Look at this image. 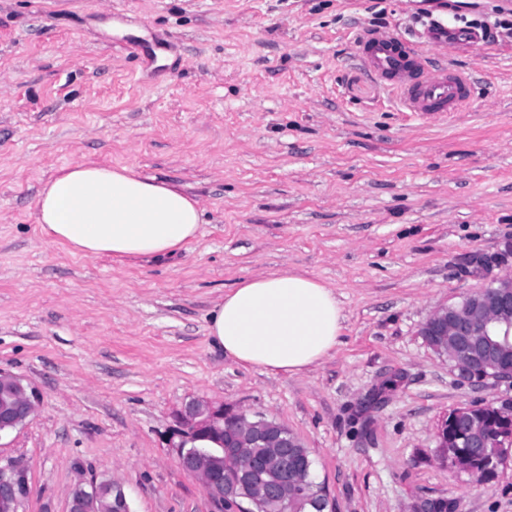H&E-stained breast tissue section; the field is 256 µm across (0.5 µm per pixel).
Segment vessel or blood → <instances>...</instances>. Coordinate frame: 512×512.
Listing matches in <instances>:
<instances>
[{"mask_svg":"<svg viewBox=\"0 0 512 512\" xmlns=\"http://www.w3.org/2000/svg\"><path fill=\"white\" fill-rule=\"evenodd\" d=\"M426 38L431 45L427 53L409 40L372 31L357 40V58L405 109L425 118H443L468 105L475 79L436 60V52L449 40L445 28L428 30Z\"/></svg>","mask_w":512,"mask_h":512,"instance_id":"b4317fda","label":"vessel or blood"}]
</instances>
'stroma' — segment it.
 <instances>
[{"mask_svg": "<svg viewBox=\"0 0 512 512\" xmlns=\"http://www.w3.org/2000/svg\"><path fill=\"white\" fill-rule=\"evenodd\" d=\"M510 22L447 57L475 77L448 119L406 112L355 56L371 29L414 39ZM79 161L201 201L198 238L161 259L91 257L37 221ZM290 269L333 288L342 343L288 376L225 358L224 293ZM512 273V0H0V368L37 394L0 438L28 470L18 512H67L108 480L132 512H217L165 436L201 397L297 434L327 512H512V461L485 482L443 463L454 409L512 397L460 382L419 327Z\"/></svg>", "mask_w": 512, "mask_h": 512, "instance_id": "stroma-1", "label": "stroma"}]
</instances>
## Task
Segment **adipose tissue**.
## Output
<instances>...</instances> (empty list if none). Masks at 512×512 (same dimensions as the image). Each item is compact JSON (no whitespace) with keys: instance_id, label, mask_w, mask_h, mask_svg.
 <instances>
[{"instance_id":"ef3b65f1","label":"adipose tissue","mask_w":512,"mask_h":512,"mask_svg":"<svg viewBox=\"0 0 512 512\" xmlns=\"http://www.w3.org/2000/svg\"><path fill=\"white\" fill-rule=\"evenodd\" d=\"M36 208L51 241L87 256H168L200 229L194 195L125 166L69 164L43 184ZM344 321L332 288L281 270L243 280L225 293L208 335L239 365L297 375L335 351Z\"/></svg>"}]
</instances>
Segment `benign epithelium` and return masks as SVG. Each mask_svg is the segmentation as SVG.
I'll return each mask as SVG.
<instances>
[{
	"label": "benign epithelium",
	"mask_w": 512,
	"mask_h": 512,
	"mask_svg": "<svg viewBox=\"0 0 512 512\" xmlns=\"http://www.w3.org/2000/svg\"><path fill=\"white\" fill-rule=\"evenodd\" d=\"M491 322L512 326V277L495 276L486 285L466 294L460 302L436 307L421 326V336L436 353L448 358L462 381L476 378L477 371L498 382H512V368L501 365L506 346L491 340L485 327ZM0 435L23 425L35 410V394L23 378L0 370ZM475 406L450 413L437 434L439 458L449 466L479 479L512 460V432L494 434L476 421ZM169 446L176 449L182 470L197 478L204 491L232 512H250L252 502L276 506L274 512H298L306 501L308 463L294 452L304 447L288 427L222 402L192 398L175 415ZM453 424L468 442L469 453L448 452L457 439L445 429ZM202 435L222 438L223 454L189 448ZM112 501L105 504L97 494L69 497L68 512H131L124 491L110 484ZM28 488L24 468L0 467V512H16Z\"/></svg>",
	"instance_id": "obj_1"
}]
</instances>
